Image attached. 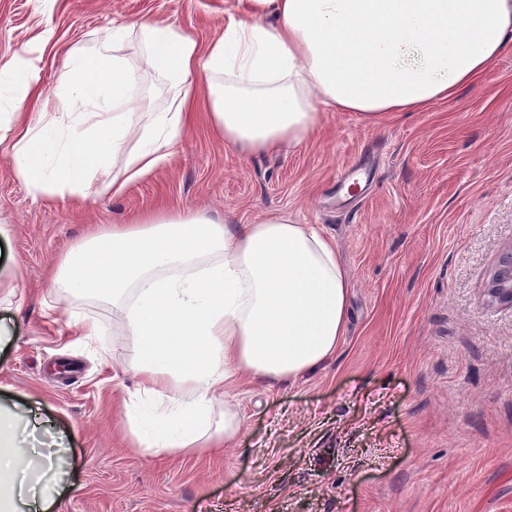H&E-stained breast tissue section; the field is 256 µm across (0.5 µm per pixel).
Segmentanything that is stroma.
<instances>
[{"instance_id": "1", "label": "stroma", "mask_w": 512, "mask_h": 512, "mask_svg": "<svg viewBox=\"0 0 512 512\" xmlns=\"http://www.w3.org/2000/svg\"><path fill=\"white\" fill-rule=\"evenodd\" d=\"M239 0H0V65L43 43L40 83L58 88L66 51L151 16L201 42L224 34ZM369 171L337 199L347 167ZM156 209L246 224L287 214L333 238L351 283L333 358L294 384L242 377L245 423L220 455L161 459L130 444L118 406L133 355L105 301L44 286L49 261L90 224ZM0 252L25 297L0 344V407L35 414L58 439L65 476L50 512H512V308L485 283L512 244V51L482 82L425 112L371 126L323 112L306 144L242 158L205 119L172 163L112 199L33 198L0 150ZM97 316L113 352L70 334Z\"/></svg>"}]
</instances>
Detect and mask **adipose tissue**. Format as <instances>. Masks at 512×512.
Returning a JSON list of instances; mask_svg holds the SVG:
<instances>
[{"label":"adipose tissue","mask_w":512,"mask_h":512,"mask_svg":"<svg viewBox=\"0 0 512 512\" xmlns=\"http://www.w3.org/2000/svg\"><path fill=\"white\" fill-rule=\"evenodd\" d=\"M511 48L512 0H245L205 45L144 17L71 48L51 96L41 49L21 48L0 67V144L33 197L117 198L171 162L198 98L239 153H277L306 144L324 108L370 125L426 111ZM147 74L163 90L148 109L132 92ZM47 286L111 303L134 352L129 436L155 457L235 442L241 376L271 388L330 360L351 288L313 225L272 212L226 224L201 211L91 225L49 265ZM23 416L0 409V512H35L59 482L55 451L27 442Z\"/></svg>","instance_id":"1"}]
</instances>
